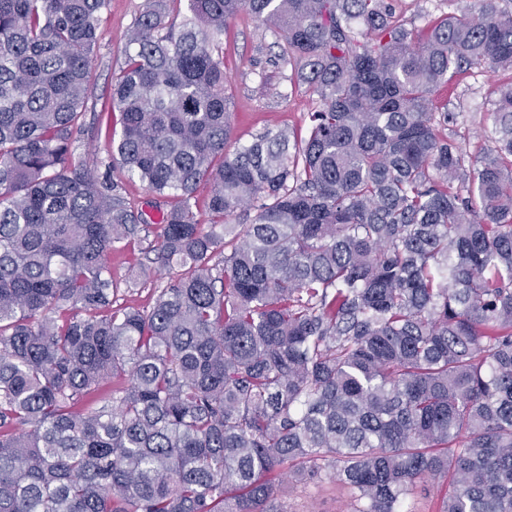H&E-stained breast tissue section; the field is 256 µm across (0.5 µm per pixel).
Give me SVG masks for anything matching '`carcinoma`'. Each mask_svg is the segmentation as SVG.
I'll return each mask as SVG.
<instances>
[{
	"mask_svg": "<svg viewBox=\"0 0 512 512\" xmlns=\"http://www.w3.org/2000/svg\"><path fill=\"white\" fill-rule=\"evenodd\" d=\"M110 2L0 0V512H288L286 465L350 512L445 479L439 512H512V85L475 156L434 103L512 69V0L423 29L388 0H146L110 156L153 242L76 145ZM242 11L317 109L229 154ZM136 241L175 270L146 310L108 267Z\"/></svg>",
	"mask_w": 512,
	"mask_h": 512,
	"instance_id": "carcinoma-1",
	"label": "carcinoma"
}]
</instances>
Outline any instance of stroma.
<instances>
[{
    "mask_svg": "<svg viewBox=\"0 0 512 512\" xmlns=\"http://www.w3.org/2000/svg\"><path fill=\"white\" fill-rule=\"evenodd\" d=\"M144 0H111L101 28L103 39L95 61V106L85 116V129L78 144L97 161L102 176L123 181L139 202L150 196L136 180L127 179L119 165L111 164L108 142L120 132V114L113 107L111 88L122 59L127 32L138 16ZM279 49L272 33L248 13L229 20L224 29V65L229 79L228 89L235 100L231 116L229 150L252 141L254 135L270 125L305 132L308 114L314 107L309 93L292 87L291 69L278 59ZM512 83V70L473 69L458 75L435 97L440 111L450 116L449 131L464 152L478 154L491 146L492 118L488 103L499 88ZM142 257L140 245L134 244L112 253L109 265L112 278L119 284V304L148 307L157 286L155 277L143 278L132 288L125 287L130 267ZM279 501L288 512H347L348 498L336 481L283 478L279 483Z\"/></svg>",
    "mask_w": 512,
    "mask_h": 512,
    "instance_id": "35a3bbf8",
    "label": "stroma"
}]
</instances>
